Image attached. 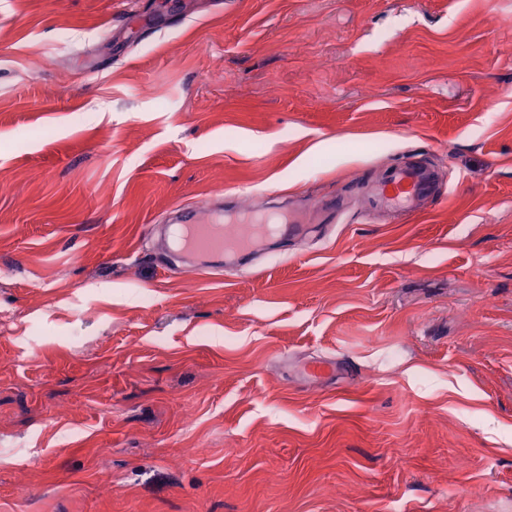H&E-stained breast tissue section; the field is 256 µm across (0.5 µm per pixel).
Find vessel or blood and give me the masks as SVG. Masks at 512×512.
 <instances>
[{
	"label": "vessel or blood",
	"mask_w": 512,
	"mask_h": 512,
	"mask_svg": "<svg viewBox=\"0 0 512 512\" xmlns=\"http://www.w3.org/2000/svg\"><path fill=\"white\" fill-rule=\"evenodd\" d=\"M439 195L437 172L406 162L393 166L374 192L386 209L405 213L419 210L423 200ZM301 231L284 211L272 215L241 211L228 217L223 211L198 207L182 212L179 223L147 229L151 235L163 233L176 252L188 259L220 258L227 273L241 271V258L253 254L260 245Z\"/></svg>",
	"instance_id": "1"
}]
</instances>
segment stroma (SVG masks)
Returning a JSON list of instances; mask_svg holds the SVG:
<instances>
[{
    "mask_svg": "<svg viewBox=\"0 0 512 512\" xmlns=\"http://www.w3.org/2000/svg\"><path fill=\"white\" fill-rule=\"evenodd\" d=\"M1 181L0 512H512V0H0ZM440 194L438 173L433 168L404 162L391 168L374 197L388 210L410 213L419 210L423 200ZM186 210L180 224L151 225L146 234L152 236L160 229L170 246H175L173 250L191 260L220 258L223 265L212 266L213 271L240 272V259L260 245L302 232L301 226L288 224L287 211L272 215L241 211L224 217L222 210L212 207L206 215H202V207Z\"/></svg>",
    "mask_w": 512,
    "mask_h": 512,
    "instance_id": "1",
    "label": "stroma"
}]
</instances>
